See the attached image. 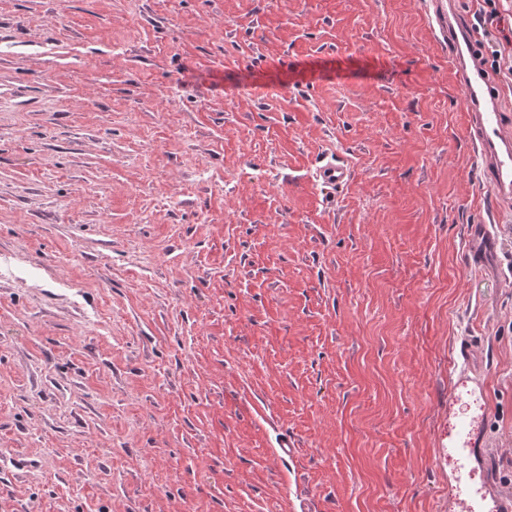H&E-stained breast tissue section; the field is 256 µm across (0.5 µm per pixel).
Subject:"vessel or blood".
Returning a JSON list of instances; mask_svg holds the SVG:
<instances>
[{"instance_id": "1", "label": "vessel or blood", "mask_w": 512, "mask_h": 512, "mask_svg": "<svg viewBox=\"0 0 512 512\" xmlns=\"http://www.w3.org/2000/svg\"><path fill=\"white\" fill-rule=\"evenodd\" d=\"M436 21L453 46L455 77L467 96L469 132L477 150V162L485 169L497 199H512V133L502 126V108L491 95L488 77L479 58L466 52L456 31L457 12L444 4L436 11ZM347 168L329 159L315 173L325 187L345 184ZM448 451L455 457L452 469L454 492L448 499V512H512V496L493 489L486 470L488 455L478 422L458 417L448 435Z\"/></svg>"}]
</instances>
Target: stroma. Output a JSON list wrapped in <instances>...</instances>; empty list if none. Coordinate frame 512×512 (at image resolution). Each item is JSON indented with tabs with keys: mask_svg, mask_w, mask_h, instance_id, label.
I'll return each mask as SVG.
<instances>
[{
	"mask_svg": "<svg viewBox=\"0 0 512 512\" xmlns=\"http://www.w3.org/2000/svg\"><path fill=\"white\" fill-rule=\"evenodd\" d=\"M434 12L0 0V512H448L459 412L512 493V205ZM349 173L347 168L335 159L326 160L315 173L316 180L325 187L337 188L345 184Z\"/></svg>",
	"mask_w": 512,
	"mask_h": 512,
	"instance_id": "stroma-1",
	"label": "stroma"
}]
</instances>
